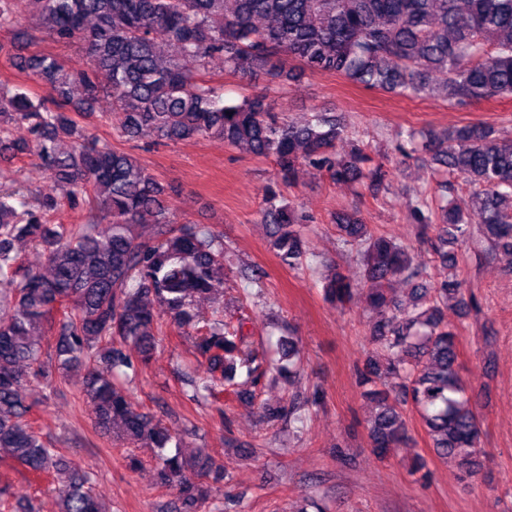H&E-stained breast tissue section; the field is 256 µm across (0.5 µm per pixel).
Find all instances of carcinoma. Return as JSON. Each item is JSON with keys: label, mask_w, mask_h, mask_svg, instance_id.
<instances>
[{"label": "carcinoma", "mask_w": 512, "mask_h": 512, "mask_svg": "<svg viewBox=\"0 0 512 512\" xmlns=\"http://www.w3.org/2000/svg\"><path fill=\"white\" fill-rule=\"evenodd\" d=\"M50 27L57 41L83 44L87 66L72 67L45 53L13 56L46 89L0 85V154L33 156L50 186L40 209L0 192V459L54 482L70 470L53 512H107L86 476L71 469L38 432L31 386L83 362L82 393L103 433L117 431L134 448L158 449L157 484L178 489L184 512L196 509L224 481V470L202 451L185 455L175 430L137 410L116 383L118 374L151 360L161 315L194 337L195 357L205 365L192 383V398L219 403L224 386L238 400L254 398L265 377L264 361L237 359L247 346L241 321L217 309L204 315L232 271L222 234L208 225L175 224L167 189L133 154L96 139L77 118L91 119L101 92L98 74L110 78L112 112L122 136L149 135L157 143L221 138L254 158H271L279 180L296 181L301 166L325 171L336 184L390 175L389 160L363 171V149L347 156L336 144L349 136L334 112L288 120L256 94L227 104L197 79L212 59L233 73L279 77L282 61L295 59L313 72L407 98L442 97L456 106L512 95V0H0V30L24 13ZM25 130L26 135L17 132ZM420 160L472 189L467 209L420 195L415 221L435 231L433 271L407 248L363 222L358 213L336 216V231L361 260L353 275L323 274L308 256L310 217L265 188L262 218L268 243L293 270L319 276L325 298L344 304L362 285L372 317L375 355L359 371L362 396L375 405L367 425L380 458L410 438L407 411L435 456L465 476L483 468L481 422L461 375L459 334L448 324V301L473 307L461 288L459 249L476 242L493 255L512 256V140L485 124L428 130L414 147ZM87 197L109 220L90 214L84 224L54 222L63 202ZM41 249L43 273L17 252V241ZM240 296L263 286L257 269L239 271ZM396 279L417 282L406 305L389 291ZM58 335L55 354L42 358V339ZM135 348L132 360L128 348ZM278 368L288 385L298 356L293 337L281 340Z\"/></svg>", "instance_id": "cac0c4a2"}]
</instances>
